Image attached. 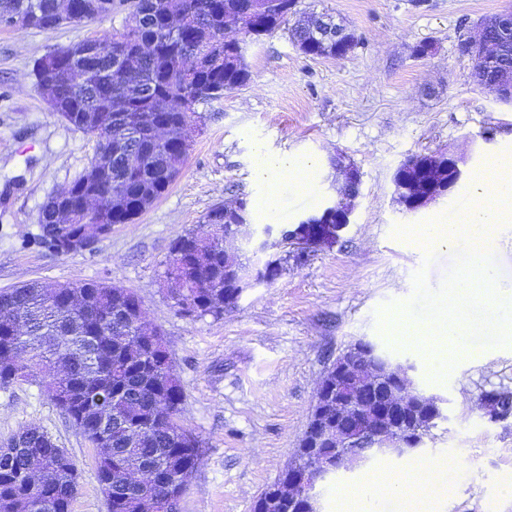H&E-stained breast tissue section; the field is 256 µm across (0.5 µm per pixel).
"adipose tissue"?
Masks as SVG:
<instances>
[{"instance_id": "adipose-tissue-1", "label": "adipose tissue", "mask_w": 512, "mask_h": 512, "mask_svg": "<svg viewBox=\"0 0 512 512\" xmlns=\"http://www.w3.org/2000/svg\"><path fill=\"white\" fill-rule=\"evenodd\" d=\"M256 156L254 176L258 181L273 183L291 176L294 177L297 188L304 189L310 185L314 162L309 161L299 166L291 157L272 155L261 147L257 148ZM447 479V468L430 459L423 462L419 471L407 475H393L384 469L373 470L363 486L353 493L352 512H372V505L380 492L401 494L410 484L414 485L416 493L423 501L435 503L441 497Z\"/></svg>"}]
</instances>
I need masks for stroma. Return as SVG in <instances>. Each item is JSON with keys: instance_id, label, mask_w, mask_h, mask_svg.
<instances>
[{"instance_id": "1", "label": "stroma", "mask_w": 512, "mask_h": 512, "mask_svg": "<svg viewBox=\"0 0 512 512\" xmlns=\"http://www.w3.org/2000/svg\"><path fill=\"white\" fill-rule=\"evenodd\" d=\"M512 0H296L301 13H328L359 38L347 56L307 57L287 28L247 43V86L197 105L190 150L169 190L131 223L88 251L60 255L39 241L48 197L97 159L94 136L53 112L33 76L48 52L122 31L133 0L112 12L50 30L0 26V290L97 282L133 291L146 320L161 329L183 391L180 422L202 442V456L181 498V512H251L256 497L294 458L327 367L363 339L414 363L415 379L444 398L443 417L422 450L378 456L320 488L323 512H340L337 492L353 490L376 468L405 470L429 458L454 459L438 512H512V419L490 422L482 390L512 387V346L449 344L457 361L436 379L420 348L378 330L379 309L414 295L425 270L438 289L450 249L426 261L424 247L395 236L471 197L491 160L512 157V103L476 84L461 36ZM427 54H420L421 46ZM296 163L317 160L307 190L253 178L254 148ZM452 152L464 176L446 197L409 213L395 199L394 176L409 157ZM360 170L357 207L340 242L287 259L271 281L247 290L223 316L177 312L161 273L175 238L205 230L214 207L246 199L255 230H280L320 212L333 194L330 160ZM275 193L274 208L258 201ZM36 425L67 450L79 474L72 512H108L96 475V450L36 383L0 389V445Z\"/></svg>"}]
</instances>
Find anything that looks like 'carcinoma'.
Segmentation results:
<instances>
[{
  "mask_svg": "<svg viewBox=\"0 0 512 512\" xmlns=\"http://www.w3.org/2000/svg\"><path fill=\"white\" fill-rule=\"evenodd\" d=\"M255 15L261 37L286 25L300 44L303 19L282 3L265 0ZM249 0H137V24L104 40H89L92 53L60 59L51 84L67 123L83 124L88 112L129 114L132 127L111 125L112 144L128 139L140 160L128 169L124 155L106 160L110 177L99 189L104 222L112 207L129 223L159 199L179 176L186 156L158 140L154 124L164 123L181 138L187 111L243 87L250 71L226 33L247 13ZM61 0H0V19L34 11L38 28L60 25ZM142 41L148 49L122 59L115 38ZM223 55L209 66L196 58L204 47ZM113 73L118 80L97 84L85 71ZM208 224H246L247 217L222 207ZM163 278L184 315L220 317L237 304L244 289L226 267L267 265L216 249L209 233L188 232L175 239ZM36 381L55 395L61 414L97 448L102 489L111 492L109 512H175L183 480L199 463L201 441L179 421L182 387L160 329L144 325L141 301L126 288L85 283L77 291L31 282L0 291V387ZM491 410L512 409V389L482 393ZM19 447L0 453V512H71L78 492V469L61 456L50 435L36 427L18 433Z\"/></svg>",
  "mask_w": 512,
  "mask_h": 512,
  "instance_id": "cac0c4a2",
  "label": "carcinoma"
}]
</instances>
